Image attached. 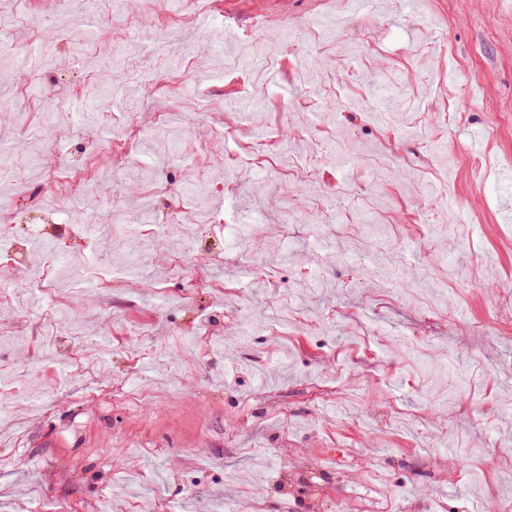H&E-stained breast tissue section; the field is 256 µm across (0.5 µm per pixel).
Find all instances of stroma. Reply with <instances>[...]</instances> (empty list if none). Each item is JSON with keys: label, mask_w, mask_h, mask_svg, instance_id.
Listing matches in <instances>:
<instances>
[{"label": "stroma", "mask_w": 512, "mask_h": 512, "mask_svg": "<svg viewBox=\"0 0 512 512\" xmlns=\"http://www.w3.org/2000/svg\"><path fill=\"white\" fill-rule=\"evenodd\" d=\"M113 45L110 18L145 0H97L67 38L88 53L59 74L110 68L73 98L71 123L100 137L99 104L133 113L136 165L112 175L114 222L91 194L60 221L93 225L79 276L41 249L1 273L27 308L0 304V512H305L281 476L323 483L321 512H505L512 502V0H200L219 39L181 25ZM283 16L263 75L225 70L258 12ZM49 80L14 104L0 76V211L35 169L25 140L57 120ZM254 121L231 129L210 116ZM179 114L197 145L153 127ZM207 187L220 219L175 271L177 226L135 244L157 172ZM248 235L240 257L239 235ZM55 268L57 288L37 283ZM211 334L182 345L198 316ZM148 387L119 402L118 388Z\"/></svg>", "instance_id": "stroma-1"}]
</instances>
